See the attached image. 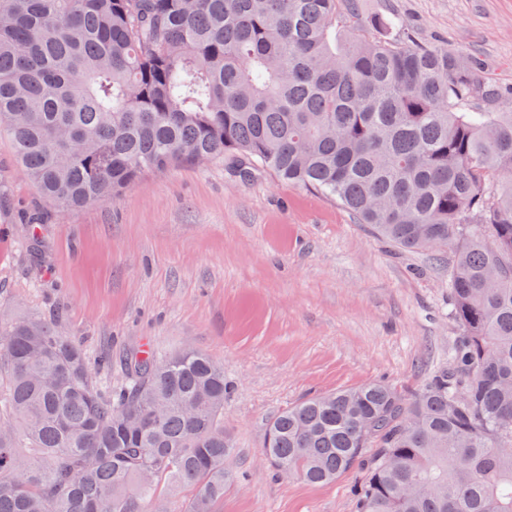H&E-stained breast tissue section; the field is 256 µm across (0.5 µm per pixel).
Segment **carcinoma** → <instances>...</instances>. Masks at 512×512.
<instances>
[{
    "instance_id": "obj_1",
    "label": "carcinoma",
    "mask_w": 512,
    "mask_h": 512,
    "mask_svg": "<svg viewBox=\"0 0 512 512\" xmlns=\"http://www.w3.org/2000/svg\"><path fill=\"white\" fill-rule=\"evenodd\" d=\"M363 33L356 0H0V129L53 209L226 155L335 198L409 250L449 249L448 363L268 423L278 475L356 465L359 512H512V86L456 48ZM224 368L150 351L117 390L38 316L0 330V512H214ZM193 495L183 503L181 494Z\"/></svg>"
}]
</instances>
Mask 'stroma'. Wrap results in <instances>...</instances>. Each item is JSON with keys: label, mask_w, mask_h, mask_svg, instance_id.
Here are the masks:
<instances>
[{"label": "stroma", "mask_w": 512, "mask_h": 512, "mask_svg": "<svg viewBox=\"0 0 512 512\" xmlns=\"http://www.w3.org/2000/svg\"><path fill=\"white\" fill-rule=\"evenodd\" d=\"M359 15L397 17L512 84V0H362ZM239 164L148 172L119 199L56 211L0 134V327L40 315L115 387L136 352L208 354L230 387L234 446L215 512H358L363 467L325 485L276 477L266 426L372 381L420 389L459 334L450 255L399 248L335 199L263 170L240 178Z\"/></svg>", "instance_id": "35a3bbf8"}]
</instances>
